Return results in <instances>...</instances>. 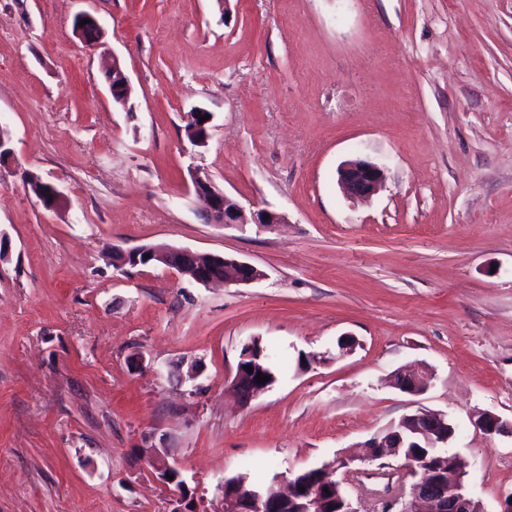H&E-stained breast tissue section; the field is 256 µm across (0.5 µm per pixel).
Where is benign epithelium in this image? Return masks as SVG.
<instances>
[{
	"mask_svg": "<svg viewBox=\"0 0 512 512\" xmlns=\"http://www.w3.org/2000/svg\"><path fill=\"white\" fill-rule=\"evenodd\" d=\"M112 96L123 103L131 98L132 87L119 60L112 59V82L109 83ZM384 173L375 163L355 159L341 164L338 169V183L350 198H367L382 185ZM196 195L203 202L206 217L226 227H242L254 222L263 227H272L285 222L277 212L263 210L249 220L241 203L224 192L216 190L210 180L196 174L193 176ZM117 266L137 267L160 264L177 270L198 284L224 282L226 284H250L265 278V273L253 264L225 255L198 253L189 248L158 246L152 250H114ZM254 344L245 347L237 364L232 386L242 402L269 388L268 383L256 380L258 373L265 372L259 360L253 355ZM253 372H248L245 366ZM432 380V373L426 369L410 372L401 371L394 379L395 387L403 393L417 395L425 391ZM478 428L487 436L512 435V421H507L493 412L483 413L477 422ZM455 428L447 416L439 412L417 411L405 415L398 425H390L383 433L369 439L365 454L357 457L361 462H374L386 456H397L403 445L417 441L426 448H443L453 438ZM351 460L340 459L334 468H314L316 480L311 486L299 491V485L288 484L285 491L272 494L263 489H251L240 485L224 496V512H288V504L297 507V512H323L328 504L338 506L337 512H357L344 490L356 471L350 468ZM403 478L412 479L410 498L405 501L393 496L387 505L400 506V512H473L476 500L470 494L465 482V473L453 454L448 455V470L442 471L432 465L428 454L420 457L409 456L403 465Z\"/></svg>",
	"mask_w": 512,
	"mask_h": 512,
	"instance_id": "1",
	"label": "benign epithelium"
}]
</instances>
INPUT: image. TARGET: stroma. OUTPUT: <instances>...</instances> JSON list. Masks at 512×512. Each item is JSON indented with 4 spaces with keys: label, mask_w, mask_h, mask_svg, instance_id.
Returning a JSON list of instances; mask_svg holds the SVG:
<instances>
[{
    "label": "stroma",
    "mask_w": 512,
    "mask_h": 512,
    "mask_svg": "<svg viewBox=\"0 0 512 512\" xmlns=\"http://www.w3.org/2000/svg\"><path fill=\"white\" fill-rule=\"evenodd\" d=\"M0 129V512H171L154 448L224 512L225 479L286 484L420 409L500 512L512 437L476 420H512V0H0ZM353 159L384 171L369 199L337 184ZM197 174L285 224L206 221ZM146 244L265 277L114 266ZM256 339L276 380L243 405ZM418 366L422 394L391 385ZM111 68L112 69H110V71H112V82H110V80L108 82H110L109 90L112 94V99L114 101V97H117V99L123 102L124 106H126L131 98L132 93V87L129 78L125 74L124 69L121 67L119 60H112ZM255 341L258 340H254L251 344L245 347V352L240 356L236 373L232 381V386L239 400L245 403L270 387L267 382L258 383L256 380V375L258 372L263 373L265 376V369L263 366L258 365L262 353H260L257 359H255L253 355ZM249 361L253 362L249 363ZM244 366H250L253 369V372L249 373L246 369H244ZM478 428L487 436L510 434L512 436V421H507L493 412L483 413L477 422Z\"/></svg>",
    "instance_id": "obj_1"
}]
</instances>
